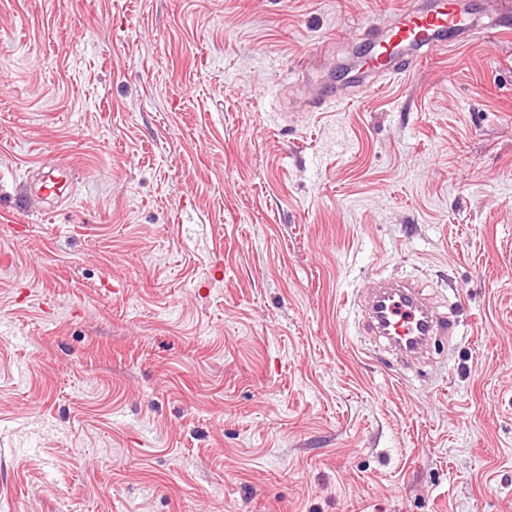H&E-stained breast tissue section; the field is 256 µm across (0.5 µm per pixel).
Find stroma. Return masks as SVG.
Instances as JSON below:
<instances>
[{
    "label": "stroma",
    "instance_id": "stroma-1",
    "mask_svg": "<svg viewBox=\"0 0 512 512\" xmlns=\"http://www.w3.org/2000/svg\"><path fill=\"white\" fill-rule=\"evenodd\" d=\"M402 4L0 0V512H512V33L336 101ZM73 169L74 167L69 163H59L50 168L40 179L38 191L46 194H62L66 183V172H72ZM367 327L401 356L423 353L441 336H450L455 321L437 313L408 282H382L362 309Z\"/></svg>",
    "mask_w": 512,
    "mask_h": 512
}]
</instances>
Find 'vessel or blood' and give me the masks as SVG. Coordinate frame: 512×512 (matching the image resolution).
<instances>
[{
	"instance_id": "b4317fda",
	"label": "vessel or blood",
	"mask_w": 512,
	"mask_h": 512,
	"mask_svg": "<svg viewBox=\"0 0 512 512\" xmlns=\"http://www.w3.org/2000/svg\"><path fill=\"white\" fill-rule=\"evenodd\" d=\"M511 26L500 19L490 30H483L470 0H406L384 39L374 43L366 63L370 79L361 90L371 91L374 79L401 74L447 48L471 45L480 35H502ZM72 170L68 163L50 168L39 181V192L61 194L65 175ZM363 315L373 335L405 356L427 351L438 338L455 330L447 314L435 312L421 292L406 282L380 283Z\"/></svg>"
}]
</instances>
